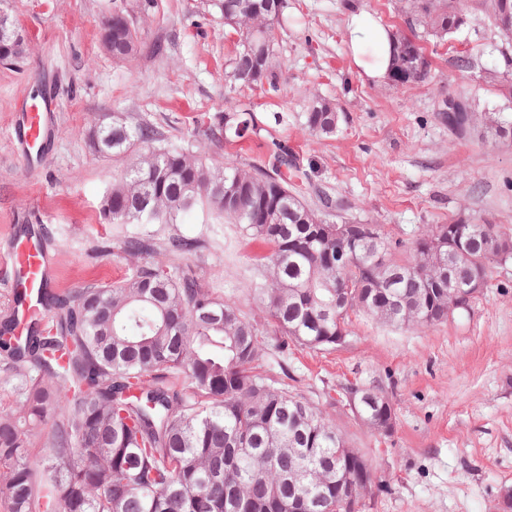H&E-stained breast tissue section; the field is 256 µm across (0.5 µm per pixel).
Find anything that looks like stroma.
Here are the masks:
<instances>
[{"instance_id":"stroma-1","label":"stroma","mask_w":512,"mask_h":512,"mask_svg":"<svg viewBox=\"0 0 512 512\" xmlns=\"http://www.w3.org/2000/svg\"><path fill=\"white\" fill-rule=\"evenodd\" d=\"M210 0H0L26 33L23 58L0 63V255L16 239L48 230L53 291L131 276L143 264L124 240L180 234L198 251L182 258L226 302L261 321L252 289L263 279L264 247L238 225L197 209L174 225L104 223L100 205L112 183L111 158L88 144L91 124L115 113L153 124L166 142L191 145L213 168L261 164L259 150L235 151L201 139V118L253 112L264 141L294 146L304 172L298 185L311 205L328 196L342 216L383 230L405 259L428 227L465 215L512 233V145L461 140L436 109L465 92L503 112L512 102L453 64L456 43L425 41L432 60L425 82L402 87L360 76L345 37L344 0H287L278 31V85L231 87L225 67L229 30ZM126 11L141 32L133 56L114 60L101 23ZM480 66H502L488 21L460 35ZM54 96L56 127L39 163L27 164L13 132L21 103ZM333 100L341 122L321 137L305 124L313 96ZM269 374L327 413L360 449L384 489L363 512H507L512 492V262L495 266L488 285L443 323L397 327L363 313L333 349L289 344L271 351ZM385 389L396 424L380 435L352 414L345 384Z\"/></svg>"}]
</instances>
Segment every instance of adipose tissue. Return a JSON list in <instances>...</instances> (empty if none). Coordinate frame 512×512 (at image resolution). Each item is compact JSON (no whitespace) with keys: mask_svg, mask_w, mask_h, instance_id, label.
Wrapping results in <instances>:
<instances>
[{"mask_svg":"<svg viewBox=\"0 0 512 512\" xmlns=\"http://www.w3.org/2000/svg\"><path fill=\"white\" fill-rule=\"evenodd\" d=\"M346 37L360 74L377 82L389 81L397 47L392 27L367 11H354L346 19Z\"/></svg>","mask_w":512,"mask_h":512,"instance_id":"obj_1","label":"adipose tissue"}]
</instances>
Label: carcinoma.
<instances>
[{"mask_svg": "<svg viewBox=\"0 0 512 512\" xmlns=\"http://www.w3.org/2000/svg\"><path fill=\"white\" fill-rule=\"evenodd\" d=\"M222 15L269 10L264 31L239 30L228 77L241 88H276L278 0H215ZM411 28L443 42L487 19L501 43V68L479 78L512 102V0H405ZM112 58L136 51L140 31L110 16ZM265 57V71L248 83L238 77L245 49ZM472 135L512 143V117L471 98ZM341 116L316 97L305 112L315 134L332 136ZM243 129L218 116L203 130L209 140L265 150L268 169L207 166L187 146L163 143L147 123L105 116L91 127L90 147L122 162L112 170L101 202L109 224H178L201 206L238 224L270 247L264 280L253 288L266 310L263 323L224 301L177 260L200 248L172 235L130 238L134 256L164 250L169 265L145 263L124 280L90 284L60 295L45 292L50 320H31L14 335L15 307L0 310V362L16 376L13 407L0 410V504L4 512H286L304 498L305 512H361L363 492L380 482L364 455L336 425L299 393L276 386L266 363L271 347L295 343L336 347L338 326L363 312L381 323L428 327L448 320V289L463 290L476 273L512 260V236L460 216L424 231L410 257L397 260L382 231L373 237L336 235L322 221L336 211L328 199L312 207L294 191L299 166L285 143L259 140L253 114ZM458 235L459 250L442 255L434 239ZM188 387H183V383ZM354 417L374 432L394 427L391 397ZM56 419L44 431L48 414ZM39 441L40 460H31ZM357 486L342 505L336 482Z\"/></svg>", "mask_w": 512, "mask_h": 512, "instance_id": "obj_1", "label": "carcinoma"}]
</instances>
